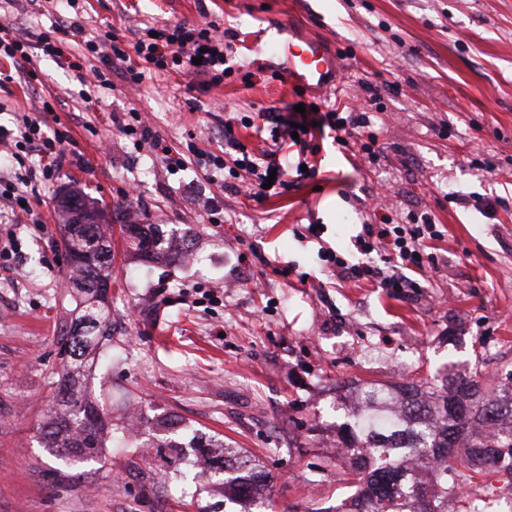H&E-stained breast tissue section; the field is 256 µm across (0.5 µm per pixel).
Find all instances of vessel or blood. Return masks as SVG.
<instances>
[{"label": "vessel or blood", "instance_id": "b4317fda", "mask_svg": "<svg viewBox=\"0 0 512 512\" xmlns=\"http://www.w3.org/2000/svg\"><path fill=\"white\" fill-rule=\"evenodd\" d=\"M254 41L265 47L270 64L290 85L324 92L331 90L332 62L323 40L293 38L289 21L283 19L258 29Z\"/></svg>", "mask_w": 512, "mask_h": 512}]
</instances>
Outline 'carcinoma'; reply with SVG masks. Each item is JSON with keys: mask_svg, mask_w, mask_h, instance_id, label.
Wrapping results in <instances>:
<instances>
[{"mask_svg": "<svg viewBox=\"0 0 512 512\" xmlns=\"http://www.w3.org/2000/svg\"><path fill=\"white\" fill-rule=\"evenodd\" d=\"M61 211L84 220L76 234L64 239L85 294L84 327H72L65 337L70 358L78 360L112 336L103 297L112 281V256L102 228L106 217L98 207L71 190ZM126 230L148 257L178 259L171 239L158 226L128 224ZM479 388L472 375L447 376L442 388L431 392L421 391L418 384L362 387L356 410L343 423L345 462L356 476L346 512H448V495L460 492L466 473L495 467L512 475V428L495 429L498 418L512 417V391L481 401ZM107 426V417L72 389L39 431L49 448H72L79 457H92L103 447ZM418 469L429 480H418ZM266 487L253 473L226 485L234 501L262 497Z\"/></svg>", "mask_w": 512, "mask_h": 512, "instance_id": "carcinoma-1", "label": "carcinoma"}]
</instances>
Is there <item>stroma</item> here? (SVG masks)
Masks as SVG:
<instances>
[{
  "instance_id": "35a3bbf8",
  "label": "stroma",
  "mask_w": 512,
  "mask_h": 512,
  "mask_svg": "<svg viewBox=\"0 0 512 512\" xmlns=\"http://www.w3.org/2000/svg\"><path fill=\"white\" fill-rule=\"evenodd\" d=\"M73 22H219L234 33L236 59L254 72L197 92L189 111L176 80L111 89L84 86L77 71L41 58V81L15 74L0 91V128L50 102L69 130L64 164L38 184L43 223L0 210V512H239L216 470L224 446L268 475L266 512H336L353 487L336 472L345 422L340 386L436 384L439 371L479 366L484 399L512 370V0H78ZM288 17L337 55L336 80L372 101L378 163L321 140L318 174L288 195L257 203L168 170L135 147L112 113L147 115L176 149L217 151L230 112L282 109L297 100L251 49L258 24ZM28 41L50 28L48 0H0V21ZM81 191L112 214L108 307L112 337L90 360L81 391L112 415L98 457L44 447L39 423L69 385L62 335L75 315L61 188ZM385 193L395 223L428 212L445 236L429 244L434 268L397 296L343 281L328 248L360 261L356 236ZM218 199L209 216L204 205ZM184 234L193 261L147 262L120 226L127 216ZM309 224L321 240L298 238ZM453 512L476 499L491 512L512 505V476L484 471Z\"/></svg>"
}]
</instances>
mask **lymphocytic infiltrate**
<instances>
[{
  "label": "lymphocytic infiltrate",
  "mask_w": 512,
  "mask_h": 512,
  "mask_svg": "<svg viewBox=\"0 0 512 512\" xmlns=\"http://www.w3.org/2000/svg\"><path fill=\"white\" fill-rule=\"evenodd\" d=\"M80 32V27L74 24L59 23L42 32L33 44L17 38L13 29L1 22L0 58L12 67L27 62L29 68L25 75L30 80L38 76L31 65L35 54L63 59L72 68L89 69L94 85L104 89L111 88L112 74L116 71L132 85L141 84L149 75H195L201 77V87L205 90L221 86L232 74L227 61L233 45L227 42L226 31L214 22L197 25L181 21L160 28L146 22L127 35L110 27L86 40L80 39ZM297 124L302 125V132H294ZM120 129L136 137L138 143L159 152L169 169L186 166L185 155L167 145L148 120H138L134 125L124 123ZM245 129L263 138L264 148L249 147L241 135ZM329 130L334 132L338 145L346 148L356 142L369 162L380 158L378 136L365 109L339 106L298 113L290 107L283 113L269 111L225 120L223 155L199 150L195 153L196 162L207 180L214 182L221 175H228V182H223L226 190L241 189L263 202L286 194L294 182L316 172L317 140ZM8 138L12 150L34 151L41 159L40 166L28 169L5 196L11 208H23L29 222L35 224L39 221L36 208L41 204L36 184L53 178L71 136L56 128L47 129L41 118L26 115L9 132ZM441 236L440 228L428 213L412 215L405 224L392 223L388 214L381 213L376 221L363 225L357 237L363 262L351 264L331 252L326 260L343 278L370 282L399 294L416 287V274L425 271L433 261L426 251L427 244Z\"/></svg>",
  "instance_id": "lymphocytic-infiltrate-1"
}]
</instances>
